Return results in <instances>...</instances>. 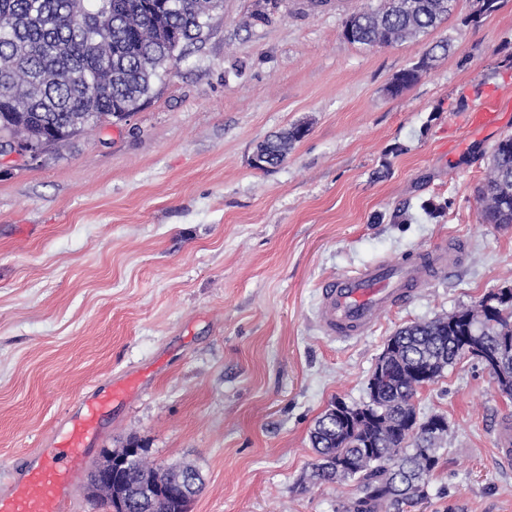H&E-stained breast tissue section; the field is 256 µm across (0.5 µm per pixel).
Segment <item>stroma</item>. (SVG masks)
I'll list each match as a JSON object with an SVG mask.
<instances>
[{"label": "stroma", "instance_id": "obj_1", "mask_svg": "<svg viewBox=\"0 0 512 512\" xmlns=\"http://www.w3.org/2000/svg\"><path fill=\"white\" fill-rule=\"evenodd\" d=\"M378 0H223L203 42L124 121L36 159L0 156V494L98 414L70 512H108L88 490L106 449L138 441L156 465L190 464L189 512H342L355 483L308 481L309 434L332 401H367L395 331L512 287V225L479 218L495 143L512 134V0H477L419 38L370 48L348 16ZM447 51H440V44ZM437 48L401 95L399 71ZM491 106L498 127L472 129ZM309 133L256 169L270 134ZM456 277L340 340L317 321L320 286L440 242ZM448 440L424 499L398 512H512L494 421L512 399L462 360L418 392Z\"/></svg>", "mask_w": 512, "mask_h": 512}]
</instances>
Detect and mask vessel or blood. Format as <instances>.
Masks as SVG:
<instances>
[{"instance_id":"1","label":"vessel or blood","mask_w":512,"mask_h":512,"mask_svg":"<svg viewBox=\"0 0 512 512\" xmlns=\"http://www.w3.org/2000/svg\"><path fill=\"white\" fill-rule=\"evenodd\" d=\"M462 257L461 244L452 242L447 248L418 254L403 263L381 261L324 283L319 298L322 331L344 340L364 335L383 310L406 302L433 280L454 277ZM93 421V410H86L64 442L45 451L39 466L0 495V512H59L62 502L79 485L83 448ZM495 455L502 469L512 470L511 422L497 427Z\"/></svg>"}]
</instances>
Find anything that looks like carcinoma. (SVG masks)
Returning <instances> with one entry per match:
<instances>
[{"instance_id": "cac0c4a2", "label": "carcinoma", "mask_w": 512, "mask_h": 512, "mask_svg": "<svg viewBox=\"0 0 512 512\" xmlns=\"http://www.w3.org/2000/svg\"><path fill=\"white\" fill-rule=\"evenodd\" d=\"M454 0H382L347 24L353 42L388 46L437 27ZM218 0H0V136L31 141L45 152L89 125L112 123L134 112L152 90L161 69L181 60L186 44L204 40ZM295 124L258 145L273 167L303 139ZM480 219L512 224V135L493 147L491 166L479 190ZM471 336L498 357L489 375L503 393L512 392V296L490 313L462 306L446 316L414 322L385 345V367L376 376L378 393L336 420L326 409L310 430L317 459L314 483H358L363 496L353 512H389L425 496L448 433L429 428L434 414L420 419L406 409L416 397L414 371L440 378L463 358L459 337ZM139 453L134 467L117 473L130 486L142 473L154 474Z\"/></svg>"}]
</instances>
